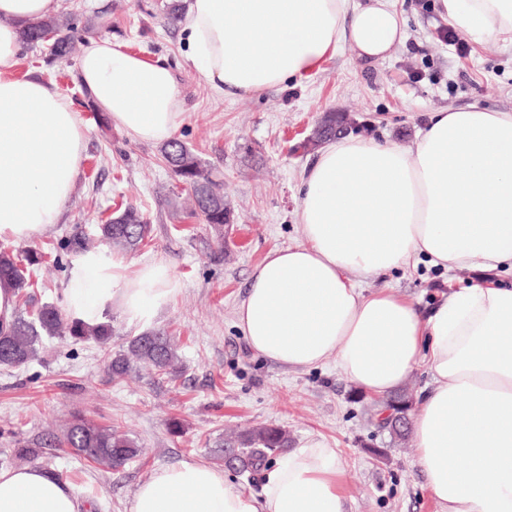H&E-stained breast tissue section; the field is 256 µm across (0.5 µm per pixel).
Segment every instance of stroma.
I'll list each match as a JSON object with an SVG mask.
<instances>
[{
	"label": "stroma",
	"instance_id": "obj_1",
	"mask_svg": "<svg viewBox=\"0 0 512 512\" xmlns=\"http://www.w3.org/2000/svg\"><path fill=\"white\" fill-rule=\"evenodd\" d=\"M170 2L61 0V7L95 20L98 36L122 42L128 52L174 66L184 109L176 137L220 171L233 223L219 232L194 217L172 219L171 201L186 200L187 192L160 145L101 125V112L84 96L77 57L50 63L41 46L21 49L17 74L55 84L86 121V150L60 223L5 248L43 253L35 298L60 305L71 273L56 263L65 242L78 230L93 234L120 206L138 205L151 233L125 260L134 268L164 262L178 291L146 326L110 308L112 344L148 327L167 329L180 340L181 372L172 381L147 370L115 379L94 341H47L28 368L0 367V465L17 467L13 450L27 442L41 451L37 466L63 472L81 512H129L137 484L157 468L210 461L225 430L274 424L287 430L292 445L319 437L339 450L347 512H439L412 439L381 427L371 395L339 375L334 363L292 371L256 356L235 310L268 252L303 239L296 216L301 182L317 153L302 144L323 113H347L350 134L400 147L413 144L431 113L451 106L512 113V44L469 37L456 49L439 35L449 21L438 0H394L404 37L386 57L362 60L346 43L302 82L219 97L187 61L180 25L166 24ZM477 279L420 257L362 288L367 294L391 288L426 311L447 289ZM76 413L120 425L140 448L139 460L101 470L71 455L63 439ZM172 419L179 430H170Z\"/></svg>",
	"mask_w": 512,
	"mask_h": 512
}]
</instances>
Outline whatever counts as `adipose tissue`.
I'll return each instance as SVG.
<instances>
[{"label":"adipose tissue","mask_w":512,"mask_h":512,"mask_svg":"<svg viewBox=\"0 0 512 512\" xmlns=\"http://www.w3.org/2000/svg\"><path fill=\"white\" fill-rule=\"evenodd\" d=\"M59 0H0V241L59 223L81 173L87 126L53 83L19 78L20 32ZM463 34L512 42V0H441ZM186 58L216 94L302 81L350 43L384 57L404 21L391 0H187ZM78 77L132 140L166 143L183 121L174 71L91 37ZM304 239L268 253L236 309L258 356L291 369L335 360L364 393L397 390L418 363L433 387L411 423L416 463L440 512H512V288L478 283L422 312L361 284L415 257L449 271L512 270V113L450 107L413 147L352 137L319 152L297 212ZM173 293L161 262L129 271L82 254L66 308L94 324L109 305L150 322ZM337 449H289L254 497L224 470L185 461L153 471L130 512H346ZM0 512H80L67 485L38 466L0 469Z\"/></svg>","instance_id":"ef3b65f1"}]
</instances>
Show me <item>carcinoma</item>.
Masks as SVG:
<instances>
[{
    "label": "carcinoma",
    "mask_w": 512,
    "mask_h": 512,
    "mask_svg": "<svg viewBox=\"0 0 512 512\" xmlns=\"http://www.w3.org/2000/svg\"><path fill=\"white\" fill-rule=\"evenodd\" d=\"M90 27H79L75 13L66 12L29 23L22 31V44L34 46L49 43V56L62 60L72 52L80 33ZM162 157L181 181L191 197L193 208L189 216L220 228L224 224V192L222 180L215 169L206 165L195 151L179 140L166 144ZM119 223L107 220L99 225L103 239L123 249H135L150 233V224L135 206L118 209ZM38 252L26 254L25 260L7 250L0 251V286L16 296L17 311L10 330L0 333V367L25 368L38 358L45 338L69 337L75 341L93 338L107 349L112 341V323L104 319L88 324L75 318L52 302L30 308L29 288L34 281L30 268L42 262ZM176 337L165 329L146 331L128 342L125 348L108 356V371L114 378H123L147 366L158 376L174 377L178 372L179 356ZM64 443L85 462L116 470L136 461L140 449L128 434L117 426H104L81 414L72 416L64 434ZM288 432L274 425H259L240 433L224 435V442L213 450V457L224 467L237 471L249 482L258 479L261 466L269 458L282 454L289 447Z\"/></svg>",
    "instance_id": "obj_1"
}]
</instances>
